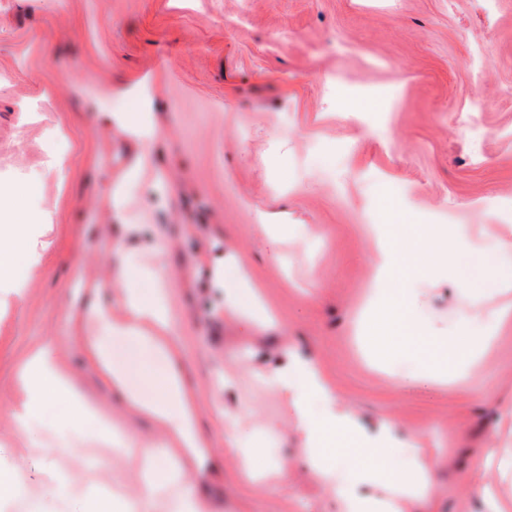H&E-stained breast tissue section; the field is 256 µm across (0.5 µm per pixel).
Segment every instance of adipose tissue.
<instances>
[{
    "label": "adipose tissue",
    "mask_w": 512,
    "mask_h": 512,
    "mask_svg": "<svg viewBox=\"0 0 512 512\" xmlns=\"http://www.w3.org/2000/svg\"><path fill=\"white\" fill-rule=\"evenodd\" d=\"M36 192L33 184L21 188L0 187V208L8 214L7 223L0 225V278L25 279L31 273L32 264L26 250L30 217L19 199ZM113 278L124 285L120 309L116 312L98 310V320L105 327L133 335L169 361L167 375L158 381L156 399L144 402L128 393L123 371L110 365L100 345L91 341L85 345L90 359L111 381L116 397L138 414L156 421L164 431L168 466L150 467L141 497L124 505V512H147L154 487L175 482V463L183 449L201 448L205 442L196 429L195 396L182 379L177 339L170 334L161 292L137 287L122 261L114 264ZM262 377L284 399L300 434L303 454L314 466L318 479L335 495L341 512H408L411 505L432 495V466L423 449L418 447L415 438L401 435L388 423L380 424L366 437L372 460L350 468L345 478L337 477L336 445L356 440L361 427L353 413L337 407L329 383L311 360L290 357L278 367L264 371ZM20 380L25 397L14 406L13 416L21 428L40 418L46 406L60 396L75 399L80 396L75 376L67 367L58 344L51 339L34 345L27 352ZM398 445L409 448L407 461L380 464V457Z\"/></svg>",
    "instance_id": "obj_1"
}]
</instances>
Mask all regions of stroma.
Listing matches in <instances>:
<instances>
[{"mask_svg":"<svg viewBox=\"0 0 512 512\" xmlns=\"http://www.w3.org/2000/svg\"><path fill=\"white\" fill-rule=\"evenodd\" d=\"M27 101L39 109L23 120ZM132 111L153 139L115 132L110 116ZM52 147L69 159L64 173L45 165ZM135 166L139 181H126ZM33 170L32 272L22 287L0 284V466L22 471L33 494L0 512H93L139 494L146 465L165 463L162 430L116 399L83 347L102 338L130 391L155 397L166 360L92 314L118 305L117 241L139 286L166 291L210 438L204 462L182 458L183 485L214 512H336L283 400L257 377L287 348L315 363L339 408L416 436L437 463L429 512H486L480 483L512 502V473L484 462L512 446V322L460 386L418 381L406 360L370 366L362 327L368 227L385 223L384 204L412 218L411 267L434 224L490 265L512 241V0H0V183L24 186ZM261 213L287 238L271 244ZM228 258L271 320L225 310L215 271ZM418 288L419 318L439 333L498 302L491 279L472 293L435 275ZM45 339L109 424L73 416L64 398L16 427L17 368ZM124 435L151 457L123 455ZM254 446L260 484L240 464ZM48 460L63 466L72 506L44 497Z\"/></svg>","mask_w":512,"mask_h":512,"instance_id":"35a3bbf8","label":"stroma"}]
</instances>
